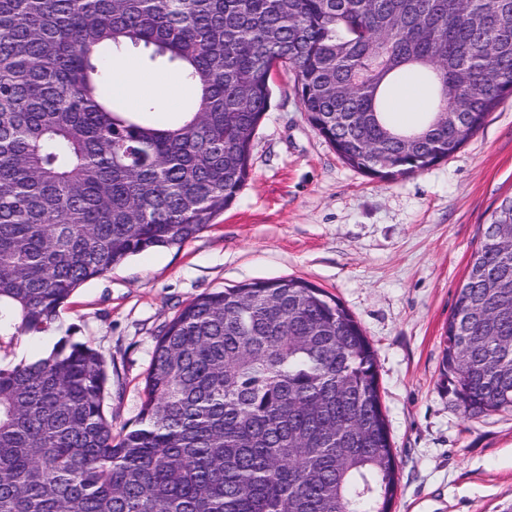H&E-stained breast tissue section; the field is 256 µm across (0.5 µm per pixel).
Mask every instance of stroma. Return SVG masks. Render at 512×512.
Returning <instances> with one entry per match:
<instances>
[{
	"label": "stroma",
	"mask_w": 512,
	"mask_h": 512,
	"mask_svg": "<svg viewBox=\"0 0 512 512\" xmlns=\"http://www.w3.org/2000/svg\"><path fill=\"white\" fill-rule=\"evenodd\" d=\"M512 195V97L454 155L384 183L310 125L292 74L274 78L252 174L215 225L84 283L47 335L0 346L32 362L63 335L112 373V432L134 427L155 338L205 292L293 277L335 296L376 351L399 465L392 512H512V412L467 417L440 382L442 337L483 226Z\"/></svg>",
	"instance_id": "35a3bbf8"
}]
</instances>
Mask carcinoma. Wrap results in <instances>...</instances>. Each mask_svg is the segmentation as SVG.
I'll use <instances>...</instances> for the list:
<instances>
[{
    "label": "carcinoma",
    "mask_w": 512,
    "mask_h": 512,
    "mask_svg": "<svg viewBox=\"0 0 512 512\" xmlns=\"http://www.w3.org/2000/svg\"><path fill=\"white\" fill-rule=\"evenodd\" d=\"M127 45L193 91L179 120L112 96L107 60ZM275 69L344 162L389 182L453 155L512 97V0H0V338L48 330L84 282L213 225L250 178ZM408 75L437 105L402 129L384 83ZM511 236L510 196L443 340L442 385L470 418L512 411ZM108 380L68 337L0 365V512H391L375 351L307 281L181 309L118 437Z\"/></svg>",
    "instance_id": "cac0c4a2"
}]
</instances>
